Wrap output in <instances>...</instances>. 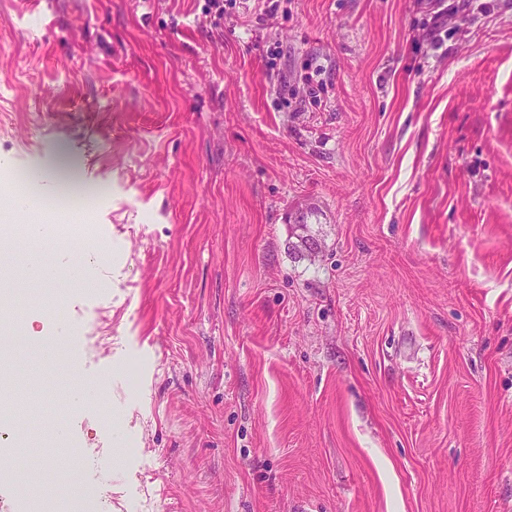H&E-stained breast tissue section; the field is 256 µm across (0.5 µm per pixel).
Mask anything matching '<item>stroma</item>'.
<instances>
[{"label":"stroma","instance_id":"obj_1","mask_svg":"<svg viewBox=\"0 0 512 512\" xmlns=\"http://www.w3.org/2000/svg\"><path fill=\"white\" fill-rule=\"evenodd\" d=\"M223 4L0 0V189L66 147L112 242L26 310L16 390L100 391L25 441L107 512H512V0Z\"/></svg>","mask_w":512,"mask_h":512}]
</instances>
